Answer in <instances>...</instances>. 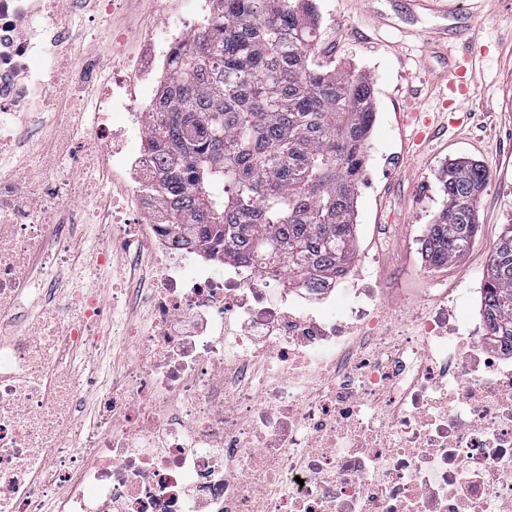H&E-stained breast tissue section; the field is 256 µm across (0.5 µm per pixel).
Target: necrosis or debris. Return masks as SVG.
<instances>
[{"label":"necrosis or debris","instance_id":"necrosis-or-debris-1","mask_svg":"<svg viewBox=\"0 0 512 512\" xmlns=\"http://www.w3.org/2000/svg\"><path fill=\"white\" fill-rule=\"evenodd\" d=\"M207 7L185 0L147 35L139 90L115 77L76 131L87 182L0 165V512H512V348L457 318L468 289L436 279L393 310L377 257L303 288L202 262L162 223L136 143ZM67 8L0 0V156L18 145L6 125L50 111L46 83L80 99L124 51L116 33L72 54ZM116 179L134 223L92 195ZM119 251V286L93 287Z\"/></svg>","mask_w":512,"mask_h":512}]
</instances>
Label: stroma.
I'll use <instances>...</instances> for the list:
<instances>
[{"instance_id": "35a3bbf8", "label": "stroma", "mask_w": 512, "mask_h": 512, "mask_svg": "<svg viewBox=\"0 0 512 512\" xmlns=\"http://www.w3.org/2000/svg\"><path fill=\"white\" fill-rule=\"evenodd\" d=\"M458 8L479 12L481 53L474 62L475 78L466 102L471 114L462 128L439 134L422 151H415L411 132L399 114L414 104L425 111L439 104L435 77L441 61L427 47L423 32L438 17H412L401 0H316L321 20L315 60L324 68H351L366 75L374 88L376 119L367 151L378 162L371 183L359 186L355 203L354 235L357 257H380L381 284L418 295L432 277L449 287L469 283L487 270L503 225L512 224V0H451ZM385 11L393 23L378 25L375 10ZM183 10V0H127L111 15L97 17L86 31V5L74 4L70 26L75 49L107 43L114 30L128 34V64H135L144 36L166 14ZM56 106L43 113L26 147L17 149L6 166L27 169L36 158H58L67 141L60 132L61 115L78 106L61 90H52ZM471 156L482 162L489 181L478 203L479 233L464 255L448 267L429 271L412 241L421 225L431 223L444 204L436 172L448 159ZM387 224L388 238L378 237L375 225Z\"/></svg>"}]
</instances>
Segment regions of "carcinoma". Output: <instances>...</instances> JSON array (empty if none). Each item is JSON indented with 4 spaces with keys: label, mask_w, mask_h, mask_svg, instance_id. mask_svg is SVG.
I'll use <instances>...</instances> for the list:
<instances>
[{
    "label": "carcinoma",
    "mask_w": 512,
    "mask_h": 512,
    "mask_svg": "<svg viewBox=\"0 0 512 512\" xmlns=\"http://www.w3.org/2000/svg\"><path fill=\"white\" fill-rule=\"evenodd\" d=\"M172 60L146 112L160 166L149 191L168 223L213 256L233 253L294 280L331 283L355 256L358 168L374 119L368 78L312 61L314 0H215ZM488 175L470 158L438 170L445 206L427 226V261H455L479 232ZM483 313L512 346V224L484 284Z\"/></svg>",
    "instance_id": "cac0c4a2"
}]
</instances>
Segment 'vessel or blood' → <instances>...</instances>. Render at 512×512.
I'll use <instances>...</instances> for the list:
<instances>
[{"instance_id": "b4317fda", "label": "vessel or blood", "mask_w": 512, "mask_h": 512, "mask_svg": "<svg viewBox=\"0 0 512 512\" xmlns=\"http://www.w3.org/2000/svg\"><path fill=\"white\" fill-rule=\"evenodd\" d=\"M408 6L413 13L433 12L441 16L442 25L433 30L434 39L441 51H448V40L458 29L477 31L478 19L475 12L459 11L444 5L443 0H408ZM473 71L469 62H453L445 78L440 79L437 86L444 99L443 108L438 112H425L412 106L402 114V121L413 129L415 144H423L430 130L447 125L453 128L461 127L470 117L463 103L467 99Z\"/></svg>"}]
</instances>
